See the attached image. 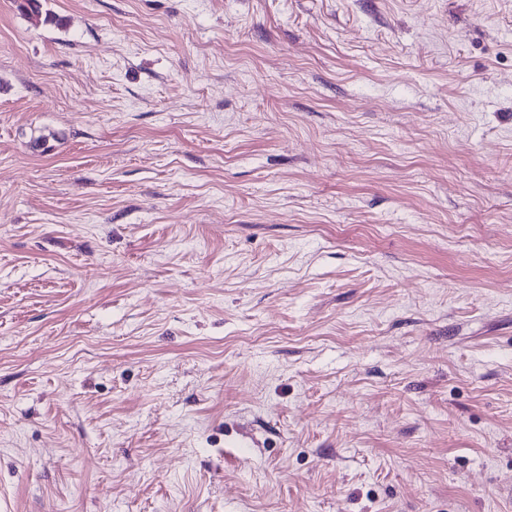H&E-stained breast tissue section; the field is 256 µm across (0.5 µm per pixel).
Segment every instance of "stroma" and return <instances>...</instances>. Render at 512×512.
Wrapping results in <instances>:
<instances>
[{
  "mask_svg": "<svg viewBox=\"0 0 512 512\" xmlns=\"http://www.w3.org/2000/svg\"><path fill=\"white\" fill-rule=\"evenodd\" d=\"M0 0V512H512V0Z\"/></svg>",
  "mask_w": 512,
  "mask_h": 512,
  "instance_id": "obj_1",
  "label": "stroma"
}]
</instances>
